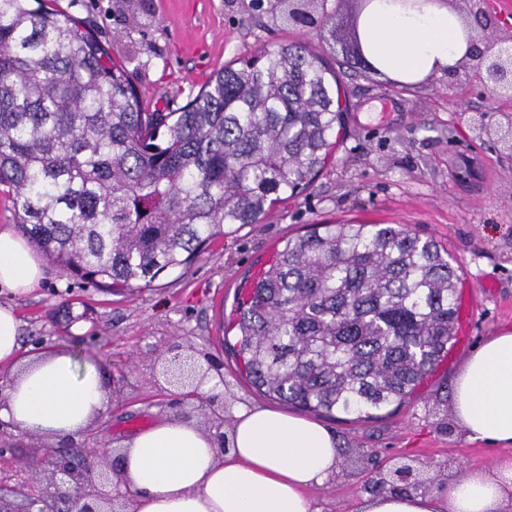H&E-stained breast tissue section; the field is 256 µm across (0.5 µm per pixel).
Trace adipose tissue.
Listing matches in <instances>:
<instances>
[{"instance_id":"obj_1","label":"adipose tissue","mask_w":512,"mask_h":512,"mask_svg":"<svg viewBox=\"0 0 512 512\" xmlns=\"http://www.w3.org/2000/svg\"><path fill=\"white\" fill-rule=\"evenodd\" d=\"M363 53L378 72L405 84L444 77L472 47L473 27L444 0H365L358 18ZM44 276L27 241L0 231V288L28 292ZM105 407L93 368L48 354L0 394V420L27 434L63 438L84 432ZM464 438L512 445V331L485 340L452 390ZM225 449L194 423L168 418L122 440L120 490L131 512H317L309 489L334 479L336 436L317 420L262 406L234 412ZM357 512H512V455L492 470L466 469L433 494L383 492Z\"/></svg>"}]
</instances>
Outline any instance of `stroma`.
<instances>
[{"mask_svg": "<svg viewBox=\"0 0 512 512\" xmlns=\"http://www.w3.org/2000/svg\"><path fill=\"white\" fill-rule=\"evenodd\" d=\"M289 0H58L59 7L98 31L112 57H138L134 73L147 110L183 106L224 64L279 44L300 41L333 62L346 98L344 129L332 161L312 185L283 199L258 224L230 229L185 270L152 286L109 293L63 276L46 264L30 293L0 290V305L21 321V358L82 349L95 357L107 401L91 427L69 440L74 450L120 440L163 417L186 412L210 423L199 398L172 404L178 388L162 377L170 347L192 344L200 364L224 381L227 408L264 405L224 347L228 322L249 280L288 239L308 225L337 222L404 224L446 248L460 275L458 299L469 306L448 356L416 393L382 417L359 422L324 418L341 447L339 471L312 490L319 512H353L378 475L403 464L422 465L430 491L446 472L492 469L503 448L466 440L451 403L464 361L489 336L512 330V151L481 136L472 120L494 122L512 111L459 64L450 82L406 85L354 65L347 48L359 0H327L335 33L300 29L287 20ZM0 487L27 478L53 440L0 425Z\"/></svg>", "mask_w": 512, "mask_h": 512, "instance_id": "35a3bbf8", "label": "stroma"}]
</instances>
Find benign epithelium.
Listing matches in <instances>:
<instances>
[{"label":"benign epithelium","instance_id":"obj_1","mask_svg":"<svg viewBox=\"0 0 512 512\" xmlns=\"http://www.w3.org/2000/svg\"><path fill=\"white\" fill-rule=\"evenodd\" d=\"M469 13L481 30L494 26L492 15L485 9L486 0H467ZM468 61L473 77L486 84L492 92H507L512 96V46H504L497 39L481 38L473 43ZM481 134L504 133L512 149V113H500L495 124L484 122L478 125ZM162 375L171 386L198 388L207 377L195 358L192 347L180 344L169 350ZM209 421L214 428L224 427V398L207 397ZM96 449H85L84 456L77 459L57 450L49 451V467L54 492L33 498L29 503L31 512H128V499L113 493V477L116 474V460L92 472L90 458Z\"/></svg>","mask_w":512,"mask_h":512}]
</instances>
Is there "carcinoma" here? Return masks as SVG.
<instances>
[{
  "instance_id": "obj_1",
  "label": "carcinoma",
  "mask_w": 512,
  "mask_h": 512,
  "mask_svg": "<svg viewBox=\"0 0 512 512\" xmlns=\"http://www.w3.org/2000/svg\"><path fill=\"white\" fill-rule=\"evenodd\" d=\"M51 2L0 0V185L63 275L149 287L326 164L344 109L336 71L305 46L147 112L131 61ZM457 281L448 252L402 225L317 224L253 280L236 352L270 399L370 421L448 355Z\"/></svg>"
}]
</instances>
